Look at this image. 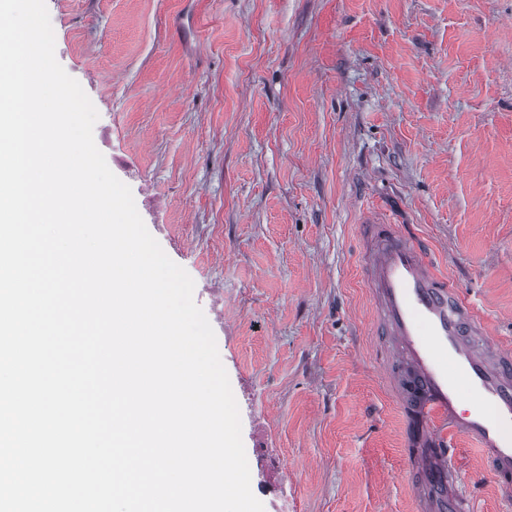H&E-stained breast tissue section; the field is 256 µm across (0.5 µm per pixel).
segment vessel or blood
Wrapping results in <instances>:
<instances>
[{
  "label": "vessel or blood",
  "instance_id": "obj_1",
  "mask_svg": "<svg viewBox=\"0 0 512 512\" xmlns=\"http://www.w3.org/2000/svg\"><path fill=\"white\" fill-rule=\"evenodd\" d=\"M361 237L377 317L399 359L388 378L422 512H458L449 438L469 441L499 479L512 474V349L473 345L483 322L415 233L371 216Z\"/></svg>",
  "mask_w": 512,
  "mask_h": 512
}]
</instances>
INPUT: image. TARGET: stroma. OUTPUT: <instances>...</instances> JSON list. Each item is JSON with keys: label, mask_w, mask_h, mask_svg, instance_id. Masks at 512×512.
<instances>
[{"label": "stroma", "mask_w": 512, "mask_h": 512, "mask_svg": "<svg viewBox=\"0 0 512 512\" xmlns=\"http://www.w3.org/2000/svg\"><path fill=\"white\" fill-rule=\"evenodd\" d=\"M55 56L224 348L264 512H420L358 225L512 343V0H45ZM469 512H512L470 443Z\"/></svg>", "instance_id": "obj_1"}]
</instances>
